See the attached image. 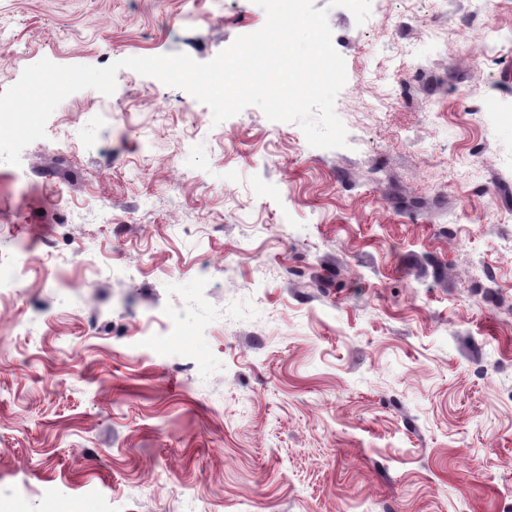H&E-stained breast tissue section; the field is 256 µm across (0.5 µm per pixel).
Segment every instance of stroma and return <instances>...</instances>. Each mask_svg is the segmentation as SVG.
<instances>
[{
  "instance_id": "stroma-1",
  "label": "stroma",
  "mask_w": 512,
  "mask_h": 512,
  "mask_svg": "<svg viewBox=\"0 0 512 512\" xmlns=\"http://www.w3.org/2000/svg\"><path fill=\"white\" fill-rule=\"evenodd\" d=\"M313 3L346 147L124 68L0 161V512H512V0ZM265 22L0 0V92Z\"/></svg>"
}]
</instances>
